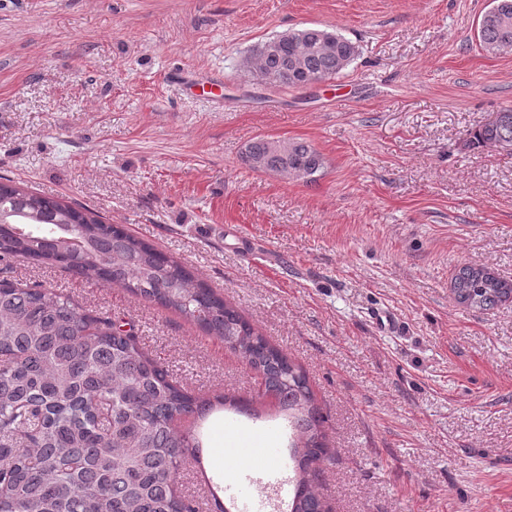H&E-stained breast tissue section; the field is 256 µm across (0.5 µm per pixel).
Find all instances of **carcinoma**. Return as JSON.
I'll use <instances>...</instances> for the list:
<instances>
[{
	"mask_svg": "<svg viewBox=\"0 0 512 512\" xmlns=\"http://www.w3.org/2000/svg\"><path fill=\"white\" fill-rule=\"evenodd\" d=\"M281 50L259 44L247 62L272 88L308 75L334 79L359 55L337 31L306 27L276 35ZM477 38L490 55L512 51V0H491ZM472 148L512 154V107L471 133ZM257 172L313 182L323 155L300 138L259 136L243 153ZM55 264L171 310L224 341L263 380L294 434L289 512H327L316 485L331 458L326 423L304 370L273 346L230 302L186 265L119 224L81 206L0 182V261ZM456 301L488 310L512 298V281L479 265L451 282ZM0 512H199L176 476L201 463L193 435L175 427L231 405L195 394L141 346L133 326L85 310L69 296L0 280Z\"/></svg>",
	"mask_w": 512,
	"mask_h": 512,
	"instance_id": "carcinoma-1",
	"label": "carcinoma"
}]
</instances>
